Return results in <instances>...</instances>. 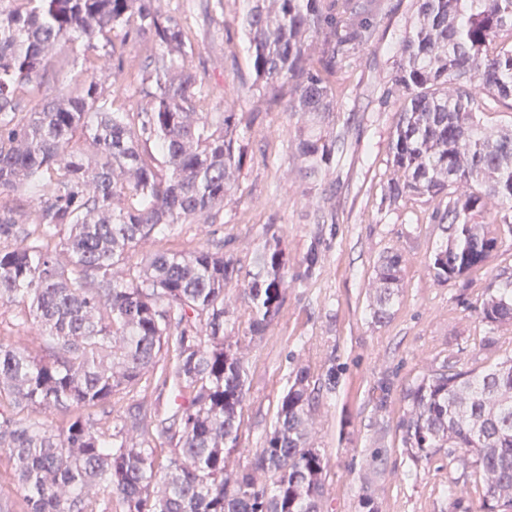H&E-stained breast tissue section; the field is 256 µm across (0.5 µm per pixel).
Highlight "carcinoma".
Listing matches in <instances>:
<instances>
[{
	"label": "carcinoma",
	"mask_w": 512,
	"mask_h": 512,
	"mask_svg": "<svg viewBox=\"0 0 512 512\" xmlns=\"http://www.w3.org/2000/svg\"><path fill=\"white\" fill-rule=\"evenodd\" d=\"M159 0H0V304L23 307L54 343L49 359L0 343V403L66 412L91 409L130 389L162 351L173 352L158 382L192 398L165 429L174 452L158 469L153 449L130 444L77 415L57 432L0 410V450L15 464L27 512H324V456L308 447L313 428L309 370H299L280 400L277 420L251 467L227 468L240 445L246 400L245 354L225 345V290L238 270L200 249L162 252L120 273L143 239L176 224H212L243 164L235 104L198 112L203 81L185 66L183 29ZM242 24L255 83L267 106L334 112L330 82L339 61L373 32L356 21L351 0H246ZM416 21L401 40L391 83L400 113L391 144L396 178L385 200H437L434 219L447 239L433 268L450 280L486 266L512 238V130L494 134L479 104L491 97L512 110V0H416ZM149 35L168 60L147 65L140 92L148 107L117 112L101 77L131 34ZM77 45L81 91L20 111L18 91L42 78L56 46ZM84 139L93 156L76 150ZM165 155L154 165L149 144ZM336 141L306 136L298 156L310 173L330 161ZM40 199L37 224L21 229L25 198ZM496 199L508 213L490 216ZM11 246H6V243ZM72 266L65 273L57 249ZM288 259L267 240L244 285L250 333L262 335L279 310ZM402 287L399 256L374 277L373 318L389 316ZM478 314L512 326V286L490 285ZM398 423L412 458L448 449L472 469L481 512H512V357L479 373L424 376L408 390ZM272 473L273 489L257 477Z\"/></svg>",
	"instance_id": "obj_1"
}]
</instances>
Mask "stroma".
Returning a JSON list of instances; mask_svg holds the SVG:
<instances>
[{
	"label": "stroma",
	"mask_w": 512,
	"mask_h": 512,
	"mask_svg": "<svg viewBox=\"0 0 512 512\" xmlns=\"http://www.w3.org/2000/svg\"><path fill=\"white\" fill-rule=\"evenodd\" d=\"M159 8L192 42L186 65L205 74L202 111L220 112L225 101L235 102L245 159L216 223L180 224L168 236L144 239L128 265L141 266L169 249L204 248L231 258L245 276L273 235L288 256V286L264 335L249 333L251 311L242 290L227 291L224 334L241 347L247 369L241 443L228 455L230 467L252 465L276 423L280 398L305 368L313 412L309 443L326 458L328 512H366V494L377 512H459L463 506L479 512L470 471L449 463L444 448L413 461L397 428L405 412L402 397L423 376L452 359L458 369L478 372L512 356V328H491L477 312L489 283L512 280V239L488 265L443 281L435 275L433 255L446 234L432 219V203L415 196L392 207L385 201L399 109L390 76L414 0H370L367 16L377 37L338 66L332 82L339 109L325 115L291 112L283 104L262 107L241 27L243 0H160ZM161 52L147 37L127 45L121 57L126 83L119 89L103 84L114 108L137 112L145 106L135 91L137 76L146 58ZM49 70L42 84L24 90L23 111L37 109L45 97L79 92L82 75L71 43H59ZM302 135L336 142L318 174H306L296 155ZM311 253L317 258L312 266L306 262ZM390 253L402 259L403 285L389 317L379 323L370 309L374 270ZM16 342L36 358L53 352L19 306L0 305V343ZM157 360L136 388L116 392L111 407L90 414L115 431L134 419L148 424L145 442L163 464L173 448L156 431V416L173 402L157 382L169 356ZM451 486L457 497L448 496Z\"/></svg>",
	"instance_id": "35a3bbf8"
}]
</instances>
